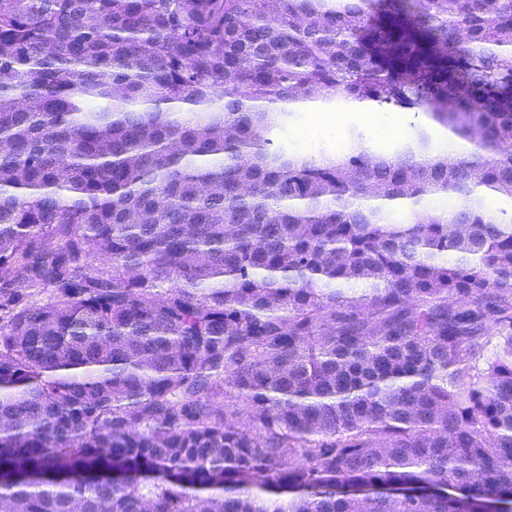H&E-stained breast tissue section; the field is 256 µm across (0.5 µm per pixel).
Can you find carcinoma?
I'll use <instances>...</instances> for the list:
<instances>
[{
	"label": "carcinoma",
	"mask_w": 512,
	"mask_h": 512,
	"mask_svg": "<svg viewBox=\"0 0 512 512\" xmlns=\"http://www.w3.org/2000/svg\"><path fill=\"white\" fill-rule=\"evenodd\" d=\"M306 102L474 151L271 148ZM486 191L512 0H0V512H512Z\"/></svg>",
	"instance_id": "cac0c4a2"
}]
</instances>
